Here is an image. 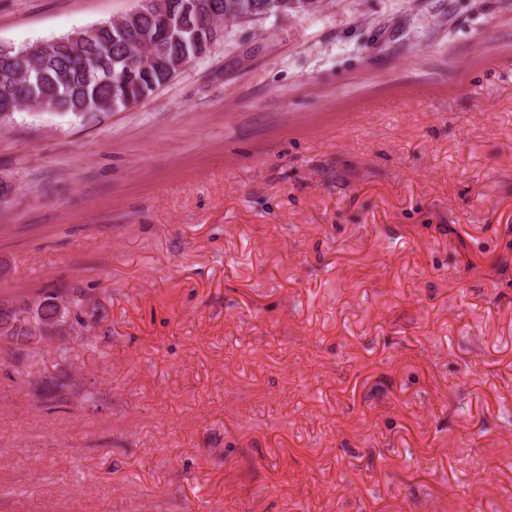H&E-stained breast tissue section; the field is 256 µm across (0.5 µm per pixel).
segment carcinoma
<instances>
[{
  "instance_id": "1",
  "label": "carcinoma",
  "mask_w": 512,
  "mask_h": 512,
  "mask_svg": "<svg viewBox=\"0 0 512 512\" xmlns=\"http://www.w3.org/2000/svg\"><path fill=\"white\" fill-rule=\"evenodd\" d=\"M212 4L220 12L256 18L278 10L277 0H212ZM209 18L192 9L174 16L167 46L155 55L148 70L135 62L131 40L157 30L158 21L149 15L134 16L123 32L98 25L60 37L56 52L47 57L34 51L21 60H0V114L27 102L34 108L44 106L91 122L97 114L109 111L114 100L147 98L185 65L192 34L204 29ZM66 303L71 305L75 299L56 291L39 302L33 319H24V324L15 325L7 334L0 331V336L20 346L15 356L32 360V352L21 350L29 344L28 323L59 326L65 322L60 306Z\"/></svg>"
}]
</instances>
